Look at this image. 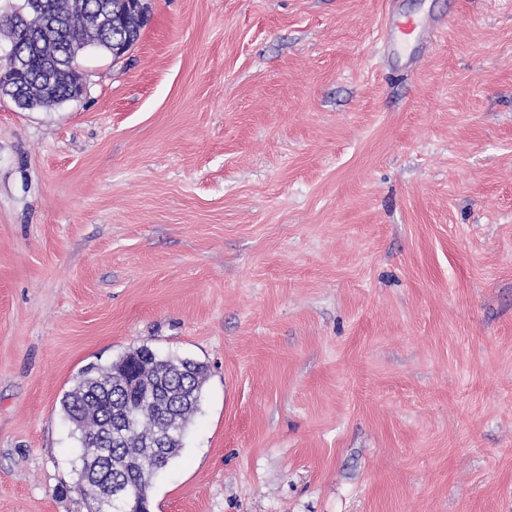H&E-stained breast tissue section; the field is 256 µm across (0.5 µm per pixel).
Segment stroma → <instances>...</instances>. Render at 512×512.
<instances>
[{
  "mask_svg": "<svg viewBox=\"0 0 512 512\" xmlns=\"http://www.w3.org/2000/svg\"><path fill=\"white\" fill-rule=\"evenodd\" d=\"M147 3L0 95V512H89L60 400L143 345L208 367L152 512H512V0ZM432 26L431 20H410L399 16H392L384 23L385 42L389 54L395 55L399 45H413V52L408 56V62L413 63L415 53L423 42L426 34Z\"/></svg>",
  "mask_w": 512,
  "mask_h": 512,
  "instance_id": "1",
  "label": "stroma"
}]
</instances>
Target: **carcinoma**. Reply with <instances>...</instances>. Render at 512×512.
<instances>
[{
  "label": "carcinoma",
  "instance_id": "1",
  "mask_svg": "<svg viewBox=\"0 0 512 512\" xmlns=\"http://www.w3.org/2000/svg\"><path fill=\"white\" fill-rule=\"evenodd\" d=\"M99 0H43V13L66 25L59 39H47L29 56V63L20 74L22 88L40 98L43 108L56 106L76 75L66 69L61 59L77 54L89 44L110 53L113 58L123 56L114 50L112 32L105 31L93 10ZM26 17L14 13L5 20L9 34L22 42L25 39V18L34 11L33 0H26ZM148 7L132 13L126 45L134 44L148 22ZM136 373L141 386L160 396L170 394L168 416L160 417L154 403L147 401L140 390L128 394V419L119 439H112V419L115 406L121 403L122 387L116 373L121 370ZM207 366L199 361L178 356H161L147 346L135 348L105 367L86 368L74 387L61 398V407L72 425L77 440L78 473L101 476L125 469V458L135 454L139 467L132 480L144 494L151 493L154 474L178 457L183 449L182 435L198 411ZM169 434L167 447L155 449L158 435Z\"/></svg>",
  "mask_w": 512,
  "mask_h": 512
}]
</instances>
